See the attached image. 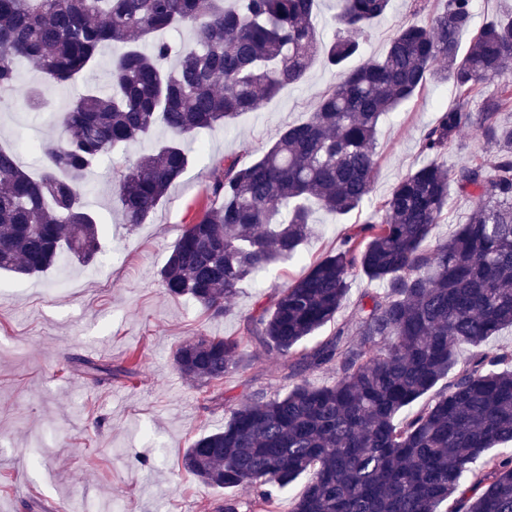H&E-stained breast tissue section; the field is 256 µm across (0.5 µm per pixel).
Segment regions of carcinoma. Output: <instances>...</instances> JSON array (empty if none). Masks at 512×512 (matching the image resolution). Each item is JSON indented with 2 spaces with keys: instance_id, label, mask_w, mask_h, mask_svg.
<instances>
[{
  "instance_id": "cac0c4a2",
  "label": "carcinoma",
  "mask_w": 512,
  "mask_h": 512,
  "mask_svg": "<svg viewBox=\"0 0 512 512\" xmlns=\"http://www.w3.org/2000/svg\"><path fill=\"white\" fill-rule=\"evenodd\" d=\"M389 2L336 0L326 40L315 0H0V96H16L21 109H41L46 93L97 69L104 46L119 48L109 90L84 88L61 113L62 136L42 141L38 174L0 146V270L31 276L65 255L92 261L101 228L83 194L105 157L150 143L111 171L125 223H145L188 170L200 130L225 128L300 84L318 53L342 67ZM473 22L472 0H446L428 23L399 28L383 57L346 73L261 158L224 160L212 184L219 205L185 229L159 271L169 296L224 315L257 272L298 254L313 207L345 215L363 205L379 124L432 84L452 82L459 103L425 131L423 151L446 154L466 127L494 150L454 173L434 160L402 177L336 251L279 288L247 336H198L176 349L177 371L202 386L226 381L253 346L283 360L287 379L338 371L330 386L302 380L282 395H254L224 430L186 450L188 473L218 489H252L254 512H274L275 491L304 474L291 512H437L446 501L454 512H512V450L485 456L512 442V349L483 348L512 327V126L499 122L512 110V10L463 49ZM165 30L187 41L158 38ZM21 60L37 64L41 85L19 89ZM488 85L495 93L468 110L470 95ZM452 182L476 203L451 239L430 248ZM358 274L381 288L359 304L356 341L340 327L303 346L334 321ZM463 348L471 355L461 361ZM69 363L97 383L137 374L135 364ZM441 381L430 403L399 418Z\"/></svg>"
}]
</instances>
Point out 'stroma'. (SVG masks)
<instances>
[{
    "mask_svg": "<svg viewBox=\"0 0 512 512\" xmlns=\"http://www.w3.org/2000/svg\"><path fill=\"white\" fill-rule=\"evenodd\" d=\"M443 4L391 0L346 69L382 56L400 25L427 23ZM344 71L315 58L302 83L282 88L229 128L202 131L203 151L145 223H124L107 174L113 164L136 160L147 143L105 158L86 201L101 224L99 251L112 256L110 272L68 259L33 277L0 272V512H55L61 500L70 512H209L210 503L228 496L248 504L250 489L200 482L183 469V455L201 435L222 430L232 408L258 392H285L290 380L272 373L271 361L257 349L229 381L200 387L177 372L172 353L193 336H245L250 318L271 307L279 287L336 251L402 176L429 163L422 138L440 110L457 103L454 86H430L391 113L378 129V168L363 206L346 215L314 210L300 253L255 275L225 315L212 316L191 298L165 295L158 272L186 227L215 204L214 168L245 149L262 156L288 126L315 111ZM60 133L49 117L0 105V144H17L24 167L41 161L27 152L31 141ZM377 288L353 276L334 323L311 336L309 345L327 340L337 327L354 330L363 295ZM74 355L115 364L132 357L137 375L98 385L67 368Z\"/></svg>",
    "mask_w": 512,
    "mask_h": 512,
    "instance_id": "35a3bbf8",
    "label": "stroma"
}]
</instances>
